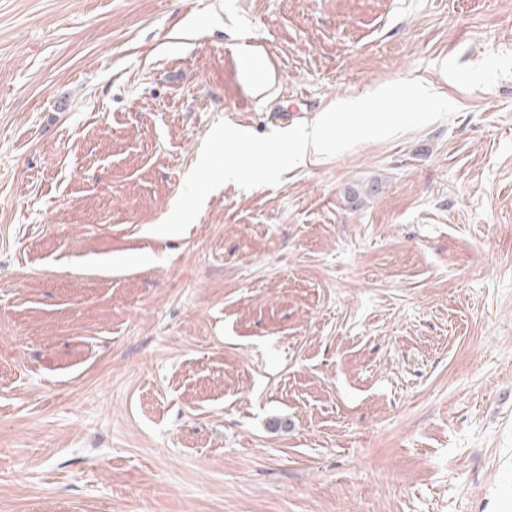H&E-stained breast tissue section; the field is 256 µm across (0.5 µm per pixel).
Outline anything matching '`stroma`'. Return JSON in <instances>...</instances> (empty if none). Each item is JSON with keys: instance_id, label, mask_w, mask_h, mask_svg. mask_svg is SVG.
Segmentation results:
<instances>
[{"instance_id": "obj_1", "label": "stroma", "mask_w": 512, "mask_h": 512, "mask_svg": "<svg viewBox=\"0 0 512 512\" xmlns=\"http://www.w3.org/2000/svg\"><path fill=\"white\" fill-rule=\"evenodd\" d=\"M409 78L457 114L144 235ZM0 512H512V0H0Z\"/></svg>"}]
</instances>
